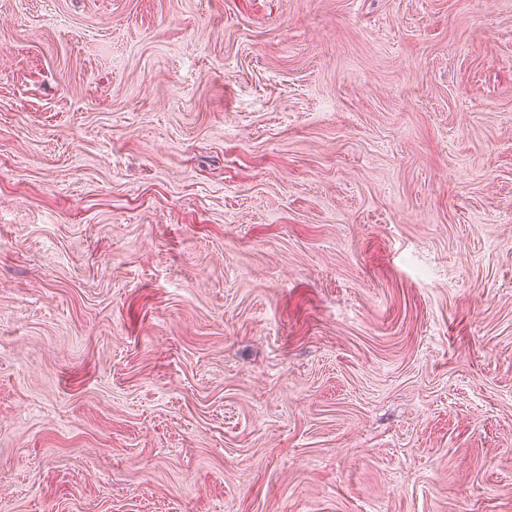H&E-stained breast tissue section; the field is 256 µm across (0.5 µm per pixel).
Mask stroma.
I'll return each mask as SVG.
<instances>
[{
    "mask_svg": "<svg viewBox=\"0 0 512 512\" xmlns=\"http://www.w3.org/2000/svg\"><path fill=\"white\" fill-rule=\"evenodd\" d=\"M0 512H512V0H0Z\"/></svg>",
    "mask_w": 512,
    "mask_h": 512,
    "instance_id": "35a3bbf8",
    "label": "stroma"
}]
</instances>
